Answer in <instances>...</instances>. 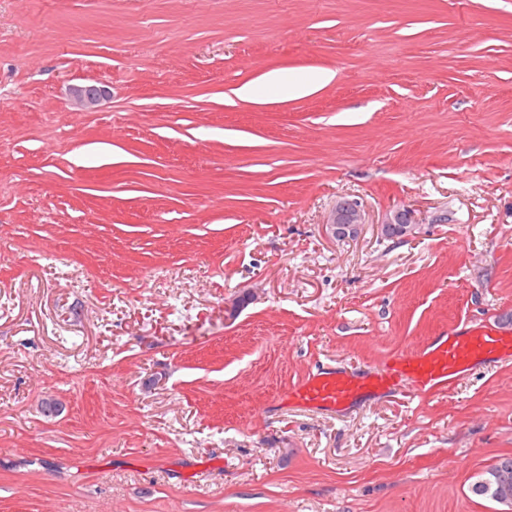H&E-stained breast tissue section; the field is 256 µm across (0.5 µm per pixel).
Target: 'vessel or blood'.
<instances>
[{"instance_id":"obj_1","label":"vessel or blood","mask_w":512,"mask_h":512,"mask_svg":"<svg viewBox=\"0 0 512 512\" xmlns=\"http://www.w3.org/2000/svg\"><path fill=\"white\" fill-rule=\"evenodd\" d=\"M512 353V332L497 326L473 325L465 333L449 334L421 351L397 357L388 370L357 378L345 371L325 369L291 388L288 396L311 408L333 410L362 393L410 382L414 389L447 383L466 376L477 365Z\"/></svg>"}]
</instances>
